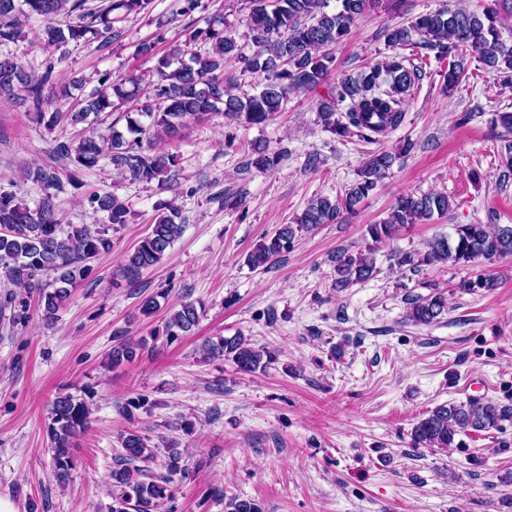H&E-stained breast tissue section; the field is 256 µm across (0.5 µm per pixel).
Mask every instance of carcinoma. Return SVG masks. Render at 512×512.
Here are the masks:
<instances>
[{
  "instance_id": "carcinoma-1",
  "label": "carcinoma",
  "mask_w": 512,
  "mask_h": 512,
  "mask_svg": "<svg viewBox=\"0 0 512 512\" xmlns=\"http://www.w3.org/2000/svg\"><path fill=\"white\" fill-rule=\"evenodd\" d=\"M87 0H0V44L19 35L18 16L37 15L43 18L41 42L59 48L69 42H88L112 34V13L128 15L145 9L148 0H103L105 6L85 8ZM334 12L326 11L327 0H250L247 16L249 37L256 47L249 58L239 51L235 37L213 24L190 31L184 44L170 48L153 68L157 76L154 95L135 112H123L126 132L112 130L108 137H80L58 146L60 159L69 169L68 181L79 184L78 174L98 166L107 156L115 170L134 180H157L170 186L176 183L177 156L156 147V143L172 140L180 129L191 122H200L214 112H222L240 124L254 125L267 121L282 111L288 96L295 92H312L326 85L333 69L332 49L352 38L357 20L378 7L380 0H338ZM76 14V20L62 28L55 23L61 13ZM512 17V0H490L482 13L464 9H443L422 14L409 24L384 30L388 46L401 49L422 45L443 57L456 58L469 52L488 71L505 83L512 82V44L504 41L499 27ZM210 43L211 50L197 54L191 45L197 40ZM189 56L190 62L172 67L173 59ZM244 64V69L262 75L260 91L255 94L232 93L231 81L224 79V64ZM51 74L32 80L22 65L12 60L0 61V97H11L17 90L26 93L25 100L39 123L50 129L61 117L77 125L90 114L114 112L131 96L127 85H136L141 77L130 75L95 90L85 106L75 112H50L57 96L45 93ZM420 80L419 69L404 65L396 54L376 64L355 78H344L328 88V97L318 105V116L325 131L345 139L357 135L373 141L397 129L405 112L401 97ZM389 89L380 90L382 82ZM350 101L345 117L337 116L336 103ZM395 156L384 149L365 157L358 179L345 195L330 199L316 196L306 209L291 222L278 225L275 233L263 237L247 257L253 268H266L294 244L297 234L330 224L342 214H352L387 175ZM27 178L40 185L44 197L34 209L17 201L7 192H0V265L19 287L39 292L40 306L51 320L91 273L92 262L112 250L109 230L128 223L129 209L118 197L93 194L88 203L93 213L106 215V224H69L62 228L54 203L55 191L61 188L56 170L34 168ZM450 208L448 196L429 192L420 195L404 193L395 199L386 220L366 226L365 245L355 253L339 249L332 258L336 287L346 288L354 282L372 278L377 272L376 255L380 248L394 239L399 229L445 214ZM180 210L172 201L156 206L151 233L127 254L119 269L120 275L135 279L144 270L157 266L167 250L182 235ZM512 256V225L456 224L451 235H437L422 252L395 250L391 253L395 266L417 271L421 267L451 263L460 267L493 266ZM497 286L491 274H479L460 282L459 287L473 291H490ZM448 313L446 297L433 296L410 299L406 319L416 325H430ZM200 313L192 303H182L165 323V333L177 336L199 322ZM142 343L122 340L112 347L110 360L116 368L133 361ZM202 351L210 358L224 357L244 372L264 369L272 360L270 352L255 348L242 336L204 340ZM49 431L54 443V477L61 486L70 480L74 460V439L89 424L91 407L83 398L71 394L57 397L50 408ZM512 422V405L470 397L463 402H448L434 407L419 419L411 431L414 448H450L456 439L476 433L499 430ZM123 453L115 458L110 472L113 495L112 512H127L136 502L140 512L151 510L169 499V477L188 473L182 450L164 449L162 467L167 475L149 478V465L156 453L144 439L132 432L122 440ZM226 512H262L254 500L231 499Z\"/></svg>"
}]
</instances>
